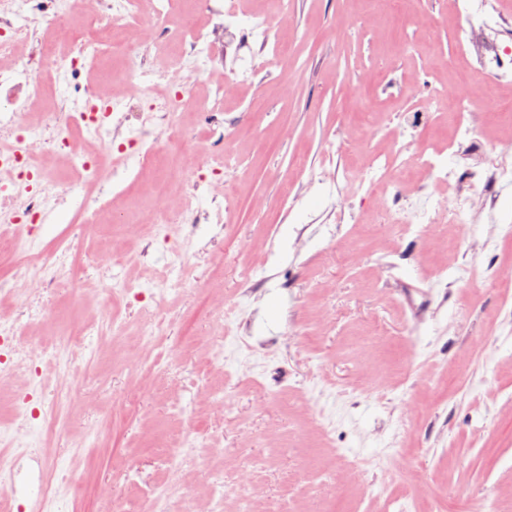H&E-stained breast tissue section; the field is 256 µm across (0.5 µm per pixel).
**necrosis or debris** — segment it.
Wrapping results in <instances>:
<instances>
[{
    "instance_id": "obj_1",
    "label": "necrosis or debris",
    "mask_w": 512,
    "mask_h": 512,
    "mask_svg": "<svg viewBox=\"0 0 512 512\" xmlns=\"http://www.w3.org/2000/svg\"><path fill=\"white\" fill-rule=\"evenodd\" d=\"M274 11L260 14L259 28L248 37L259 51H270L269 64L280 67L286 51L273 36L287 27L286 0H272ZM197 11L183 12L178 0H0V256L10 258L8 271L0 273V367L24 369L30 386L13 395L0 410V431L14 439L26 436L37 423L44 440L57 433L59 419L74 389L64 374L45 379L40 364L47 347L35 341L20 347L26 327L51 317L49 303L60 282H73L68 261L67 235L48 246L19 252L20 243L32 235L33 225L58 205L78 197L82 203L73 217L77 224L97 223L110 205L116 189L131 177L126 160L141 157L146 139L174 145L189 130L181 122L192 94L186 76H203L215 68L214 38L224 45L238 42L239 34L226 23L221 0H197ZM124 61V91L105 93L83 82L106 58ZM64 83L59 102L38 110L45 97L46 79ZM247 80L246 69L233 70L230 79L214 83L197 97L203 120L215 136L224 134V101ZM435 99L452 112L453 135L447 149L423 143L410 150L408 131L423 124L419 113L404 115L388 153L372 158L370 168L387 170L394 159L408 162L424 181L400 189L408 203L392 215L396 224L408 225L412 235L427 240L432 224L445 219L453 228L474 223V200L492 202L495 190L512 186V163L486 165L481 145L472 129L481 114L463 92L436 89ZM456 158L455 167L442 165L444 152ZM169 177L157 182L156 201L164 214L178 224V246L168 248L166 276L148 284L133 285L113 278L106 292L109 303L143 312L157 306L175 285L174 275L184 270L193 246L195 226H213L223 235L235 214L215 203L198 211L176 203L169 192ZM452 189L449 202H441L435 190ZM208 434L206 423L180 430L171 446L157 459L152 479L138 487L145 512H167V496L178 482L181 459L190 454L191 435ZM61 457L44 459L35 498L17 496L18 460L0 458V496L11 512H54L65 483Z\"/></svg>"
}]
</instances>
